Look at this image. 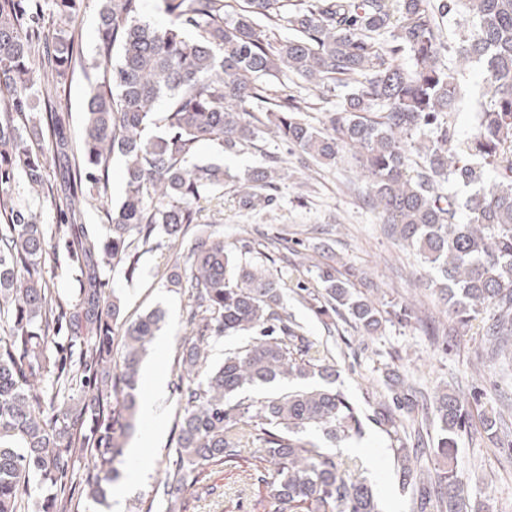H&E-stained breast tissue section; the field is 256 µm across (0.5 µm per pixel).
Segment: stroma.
Segmentation results:
<instances>
[{"label":"stroma","instance_id":"1","mask_svg":"<svg viewBox=\"0 0 512 512\" xmlns=\"http://www.w3.org/2000/svg\"><path fill=\"white\" fill-rule=\"evenodd\" d=\"M99 0H85L72 24L82 34L81 58L61 91L58 101L69 112L70 135L78 137L89 86L101 75L97 68ZM276 93L292 92L310 98L314 110L304 117L312 126L324 127L330 113L340 111L346 87H315L290 75L271 80ZM271 156L288 159L281 171L272 207L242 208L240 181L254 167ZM196 160L220 159L232 178L224 183L220 204L204 206L200 229L224 236V247L260 265L279 280L287 310L306 331L308 339L327 347L340 377L337 386L360 407L361 437L341 443L342 458L363 461L366 477L378 498L382 512H413L410 490L404 489L396 471V450L413 447L416 435H423L429 448L421 463L424 476L435 475L444 462L435 450L438 428L432 420L419 418L416 432L395 436L376 418L378 406L366 390L387 369L398 370L415 388L434 391L447 386L468 395L471 421L466 434L457 440L454 467L465 480V489L474 512H512V462L501 457L483 431L484 413H501L512 423V406L503 407V398L512 399V359L492 360L485 356L477 326L454 328L446 307L429 285V274L412 251L402 249L383 231L377 211L364 201L362 185L356 184L358 166L350 157L332 165L301 164L296 150L273 131L260 135L252 147L237 154L219 155L213 145H199ZM125 192L124 164L114 158L108 173V191L86 195L79 203L82 220L90 232H101L106 211L118 205ZM180 243L139 251L138 271L127 277L123 266L105 267L104 276L120 297L122 313L115 334L124 324L159 308L165 322L155 336L142 368L157 372L164 392L150 398L138 388L139 401L154 400L158 419L154 426L138 420L134 435L123 453L119 477L106 485V495L96 503L82 498V462H75L72 492L81 498L82 512H165L156 501V486L169 468L176 443L174 429L180 409L177 390L179 362L191 339L188 324L191 311L188 288L166 285L169 259ZM54 258L42 269L44 279L60 295L74 298L79 287V268L71 257L65 238L53 242ZM339 271L355 270L354 287L376 302L396 301L407 305L412 320L384 321L376 335H364L345 316L319 315L315 305L300 295L301 288H316L317 272L326 266ZM433 318L443 333L426 335L423 318ZM258 450H246L235 463L203 466L195 484L185 488L182 512H275L265 485L252 481L249 472L259 461Z\"/></svg>","mask_w":512,"mask_h":512}]
</instances>
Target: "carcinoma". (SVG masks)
<instances>
[{"mask_svg": "<svg viewBox=\"0 0 512 512\" xmlns=\"http://www.w3.org/2000/svg\"><path fill=\"white\" fill-rule=\"evenodd\" d=\"M0 0V512H26L24 489L37 476L36 512H80L66 493L71 464L85 460V497L98 501L119 476L123 440L136 428L139 368L165 314L128 324L112 371V324L121 301L106 291L103 267L138 269L139 246L159 235L186 238L201 203L224 193V166L193 161L202 143L236 154L264 132L249 109L268 104L275 133L319 164L348 150L359 162L366 196L397 241L416 251L457 323L481 319L490 353L512 343V0H157L161 23L144 20V0H100L97 53L102 76L89 87L77 141L56 95L81 58V35L61 30L84 0ZM458 40L445 37V25ZM287 30L285 38L275 32ZM47 54L42 68L35 57ZM483 63V91L471 135L459 142L449 121L462 99L445 59ZM409 64H404V61ZM290 73L351 87L329 128L306 123L310 102L269 97L266 81ZM49 140L35 150L33 130ZM124 160L126 193L107 213L106 236L89 234L72 208L89 191L107 193L113 158ZM278 171L262 166L241 194L245 207L273 201ZM20 179L46 192L60 224L19 205ZM68 235L81 271L79 308L41 274L53 236ZM188 239V238H186ZM195 290L198 339L183 354V401L161 483L168 512L211 463L235 462L259 444L268 466L256 480L276 512H377L371 488L352 479L358 465L305 438L321 432L336 446L362 433L360 410L335 387L338 369L310 343L284 307L279 283L224 249V237L199 231L176 255L168 285ZM321 312L345 313L365 334L378 332L381 305L334 268L318 271ZM68 329L63 356L54 337ZM257 332L224 363L207 368L205 337ZM321 383L271 398L250 414L232 398L284 379ZM383 421L398 432L416 391L396 373L383 380ZM438 453L451 456L467 430L468 404L448 387L429 398ZM483 430L508 429L486 414ZM402 485L416 489V512H468L458 472L448 467L417 487L407 450L397 459Z\"/></svg>", "mask_w": 512, "mask_h": 512, "instance_id": "carcinoma-1", "label": "carcinoma"}]
</instances>
